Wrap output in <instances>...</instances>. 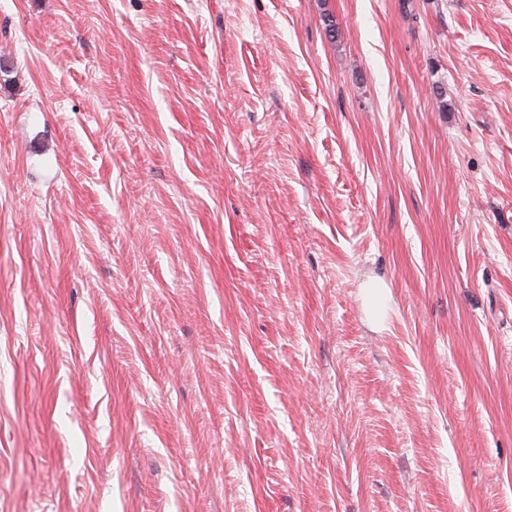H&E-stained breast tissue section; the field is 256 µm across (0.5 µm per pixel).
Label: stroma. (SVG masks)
I'll use <instances>...</instances> for the list:
<instances>
[{"label": "stroma", "instance_id": "stroma-1", "mask_svg": "<svg viewBox=\"0 0 512 512\" xmlns=\"http://www.w3.org/2000/svg\"><path fill=\"white\" fill-rule=\"evenodd\" d=\"M0 512H512V0H0Z\"/></svg>", "mask_w": 512, "mask_h": 512}]
</instances>
